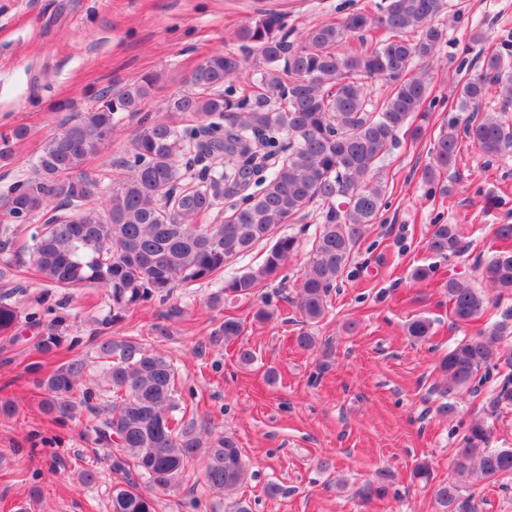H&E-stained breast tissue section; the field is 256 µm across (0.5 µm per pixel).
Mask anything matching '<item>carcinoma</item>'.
Listing matches in <instances>:
<instances>
[{"mask_svg":"<svg viewBox=\"0 0 512 512\" xmlns=\"http://www.w3.org/2000/svg\"><path fill=\"white\" fill-rule=\"evenodd\" d=\"M446 9L447 0H387L376 15L356 11L339 22L314 25L297 45L289 41L280 14L269 12L235 33L243 49L259 53L252 85L260 93L252 99L224 88L242 61L215 52L186 75L188 90L166 100L161 118L140 115L157 89L153 73L115 90L103 88L90 108L68 115L42 141L35 176L0 195L1 245L12 242L21 226L44 218L27 245L5 259V268L19 275L31 270L46 286L30 299L26 313L47 324L38 349L49 352L65 341L60 327L69 298L87 286L103 288L109 297L108 313L97 320L99 336L153 299L166 305L165 319L181 316L179 306L169 303L178 286L216 284L213 307L250 296L299 249V238L278 237L264 262L242 275L226 280L224 266L314 201L327 211L311 243L297 308L303 322L320 323L331 288L367 226L386 207L379 163L428 97L425 79L408 72L416 62L429 63L447 38L439 23ZM372 28L390 36L373 49H345L348 38ZM510 69L508 58L492 52L458 85L460 110H486L478 119L471 115L462 125L451 121L440 129L427 181L451 168L465 141L487 157L512 149V124L500 117L512 108ZM376 78L391 84L378 102L368 95ZM135 116L138 127L115 160L117 176L105 181L90 173L88 161L110 145L125 118ZM26 135L21 127L1 135L0 161L10 158V143ZM226 200L222 223H202ZM459 244L456 225H432L431 253L456 254ZM482 278L496 297L512 294V251L497 252ZM447 292L457 324L479 319L491 304L488 292L461 278H448ZM20 319L19 307L0 298V335H11ZM243 331L241 321L228 317L217 338L230 343ZM405 333L424 342L432 323L415 317ZM509 335L506 317L489 333L456 342L439 360L441 382L428 395L449 398L463 391L477 397L489 387V406H512V351L500 350ZM97 363L94 370L82 358L69 359L39 385L46 412L62 418L93 414L94 444L112 449L107 460L118 478L112 512H157L153 492L176 487L200 455L213 491L232 492L246 481V462L233 436L214 438L194 420L176 415L177 371L164 353L137 339H110L99 345ZM96 371L112 387V399L102 406L86 385ZM489 442L484 420L464 425L454 469L474 485L512 473V448L493 449ZM140 480L149 491L139 490ZM389 489L390 475L381 470L362 495L381 499ZM434 498L442 512H475L473 498L454 481L438 483Z\"/></svg>","mask_w":512,"mask_h":512,"instance_id":"cac0c4a2","label":"carcinoma"}]
</instances>
